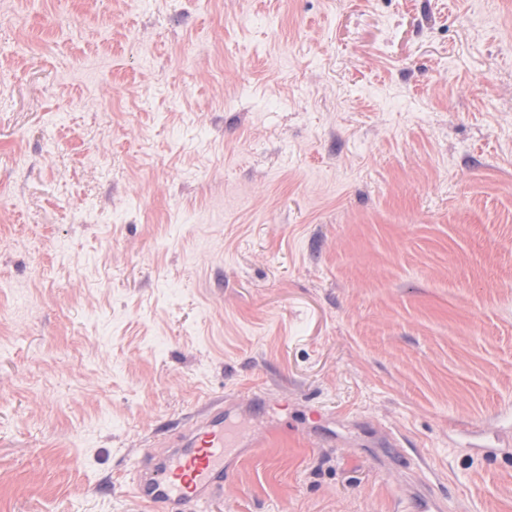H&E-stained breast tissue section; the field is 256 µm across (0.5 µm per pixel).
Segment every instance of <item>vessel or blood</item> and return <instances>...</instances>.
<instances>
[{"instance_id":"1","label":"vessel or blood","mask_w":512,"mask_h":512,"mask_svg":"<svg viewBox=\"0 0 512 512\" xmlns=\"http://www.w3.org/2000/svg\"><path fill=\"white\" fill-rule=\"evenodd\" d=\"M230 425L223 398H213L136 462L131 492L162 512H208L247 439L246 434L232 433Z\"/></svg>"}]
</instances>
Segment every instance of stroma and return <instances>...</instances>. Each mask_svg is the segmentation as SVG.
<instances>
[{"mask_svg":"<svg viewBox=\"0 0 512 512\" xmlns=\"http://www.w3.org/2000/svg\"><path fill=\"white\" fill-rule=\"evenodd\" d=\"M0 83V512L219 395L211 512H512V0H0Z\"/></svg>","mask_w":512,"mask_h":512,"instance_id":"obj_1","label":"stroma"}]
</instances>
